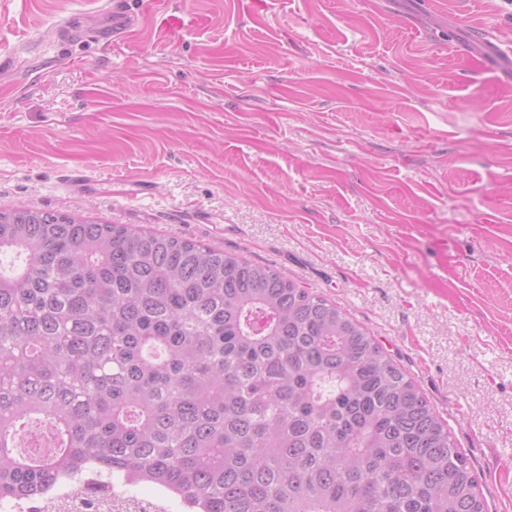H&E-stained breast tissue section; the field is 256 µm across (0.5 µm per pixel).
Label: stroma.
<instances>
[{
    "mask_svg": "<svg viewBox=\"0 0 512 512\" xmlns=\"http://www.w3.org/2000/svg\"><path fill=\"white\" fill-rule=\"evenodd\" d=\"M0 7V210L268 265L359 322L512 512V0ZM85 167L81 194L61 181ZM154 182L152 195L133 189Z\"/></svg>",
    "mask_w": 512,
    "mask_h": 512,
    "instance_id": "35a3bbf8",
    "label": "stroma"
}]
</instances>
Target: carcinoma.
<instances>
[{"label": "carcinoma", "mask_w": 512, "mask_h": 512, "mask_svg": "<svg viewBox=\"0 0 512 512\" xmlns=\"http://www.w3.org/2000/svg\"><path fill=\"white\" fill-rule=\"evenodd\" d=\"M35 426L54 451L15 452ZM89 467L199 512H486L448 426L327 300L191 240L0 211V496Z\"/></svg>", "instance_id": "obj_1"}]
</instances>
